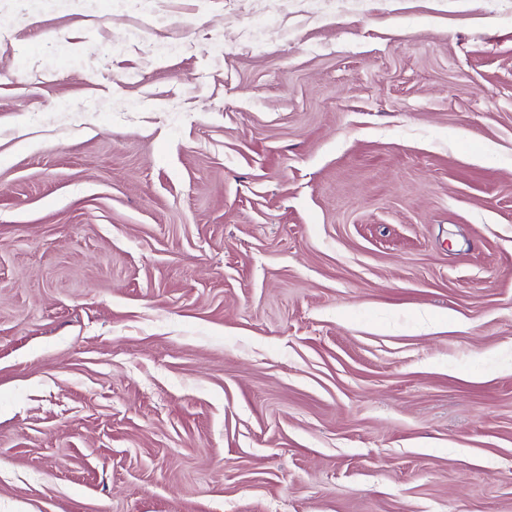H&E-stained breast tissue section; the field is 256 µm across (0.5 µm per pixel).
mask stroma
Wrapping results in <instances>:
<instances>
[{
  "label": "stroma",
  "instance_id": "1",
  "mask_svg": "<svg viewBox=\"0 0 512 512\" xmlns=\"http://www.w3.org/2000/svg\"><path fill=\"white\" fill-rule=\"evenodd\" d=\"M0 512H512V0H0Z\"/></svg>",
  "mask_w": 512,
  "mask_h": 512
}]
</instances>
